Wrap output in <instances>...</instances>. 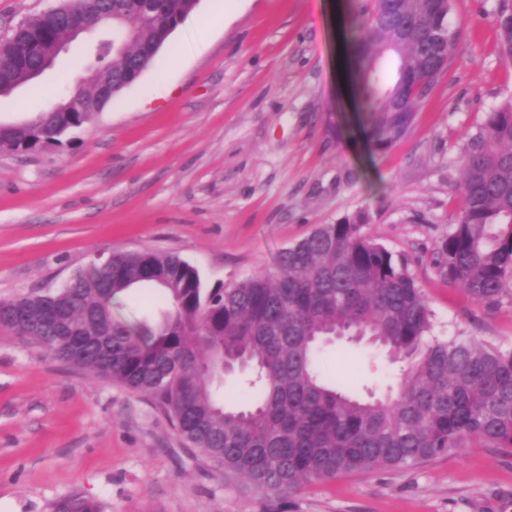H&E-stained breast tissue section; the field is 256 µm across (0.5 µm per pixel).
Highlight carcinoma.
<instances>
[{
    "label": "carcinoma",
    "instance_id": "carcinoma-1",
    "mask_svg": "<svg viewBox=\"0 0 512 512\" xmlns=\"http://www.w3.org/2000/svg\"><path fill=\"white\" fill-rule=\"evenodd\" d=\"M192 0H161L148 24L94 81L117 87L152 57L141 47L177 26ZM451 0H368L352 17L359 111L368 141L386 150L416 114L455 52ZM108 28L107 9L71 0L66 17L44 12L0 39V95L36 79L75 25ZM495 20L512 62V0ZM91 112L41 113L0 125V148L63 145ZM464 207L448 230L441 270L472 301L501 302L512 284V99L487 113L463 155ZM364 215L323 224L283 251L272 270L206 288L176 254L112 252V267L87 266L61 288L0 301V328L47 355L149 397L188 448L229 484L286 498L343 474L405 469L477 441L512 447V350L467 336L432 334L434 314L408 268L364 231ZM155 288L167 309L155 327L129 324L112 308L134 288ZM368 338L401 377L363 400L323 367L334 337ZM238 377L244 404L224 401V376ZM50 512H103L74 493Z\"/></svg>",
    "mask_w": 512,
    "mask_h": 512
}]
</instances>
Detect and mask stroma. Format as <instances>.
<instances>
[{
    "label": "stroma",
    "mask_w": 512,
    "mask_h": 512,
    "mask_svg": "<svg viewBox=\"0 0 512 512\" xmlns=\"http://www.w3.org/2000/svg\"><path fill=\"white\" fill-rule=\"evenodd\" d=\"M61 0H0V37ZM198 0L150 64L64 147L0 150V300L67 282L95 253L143 247L195 266L206 287L273 269L323 224L358 213L405 257L437 336L512 350V287L471 301L441 273L464 205L467 135L512 98L496 32L497 0H453L457 48L406 137L383 151L365 137L337 66L351 41V0H224V26ZM88 33L33 84L0 97V124L30 121L61 97L62 75L90 86ZM182 56L168 69L171 54ZM364 345L329 347L360 397L395 382L370 374ZM75 492L104 512H512V448L473 443L414 468L313 482L272 502L202 466L141 394L50 359L0 329V512H48Z\"/></svg>",
    "instance_id": "obj_1"
}]
</instances>
